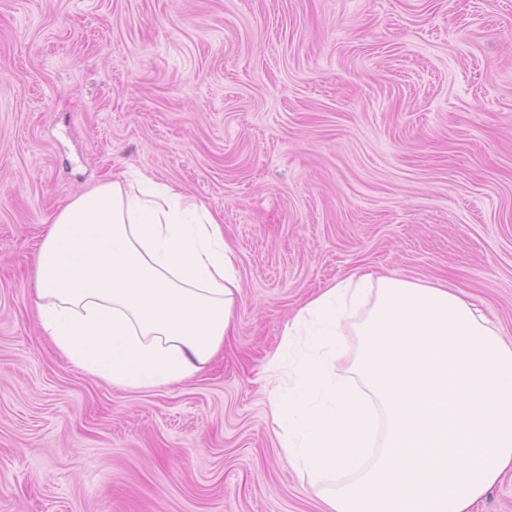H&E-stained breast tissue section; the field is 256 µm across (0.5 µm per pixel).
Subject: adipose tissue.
I'll return each instance as SVG.
<instances>
[{"instance_id":"obj_1","label":"adipose tissue","mask_w":512,"mask_h":512,"mask_svg":"<svg viewBox=\"0 0 512 512\" xmlns=\"http://www.w3.org/2000/svg\"><path fill=\"white\" fill-rule=\"evenodd\" d=\"M35 269L43 334L116 387L191 378L236 328L237 255L221 221L141 173L57 212ZM347 324L360 344L343 378L330 361ZM265 375L280 446L324 512H475L512 473V343L457 289L336 282L288 322Z\"/></svg>"}]
</instances>
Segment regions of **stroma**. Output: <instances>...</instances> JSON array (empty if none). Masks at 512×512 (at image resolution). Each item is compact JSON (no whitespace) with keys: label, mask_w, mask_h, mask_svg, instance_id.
Here are the masks:
<instances>
[{"label":"stroma","mask_w":512,"mask_h":512,"mask_svg":"<svg viewBox=\"0 0 512 512\" xmlns=\"http://www.w3.org/2000/svg\"><path fill=\"white\" fill-rule=\"evenodd\" d=\"M129 170L221 216L240 272L223 352L153 389L35 313L46 224ZM368 273L512 340V0H0V512H322L264 368Z\"/></svg>","instance_id":"1"}]
</instances>
